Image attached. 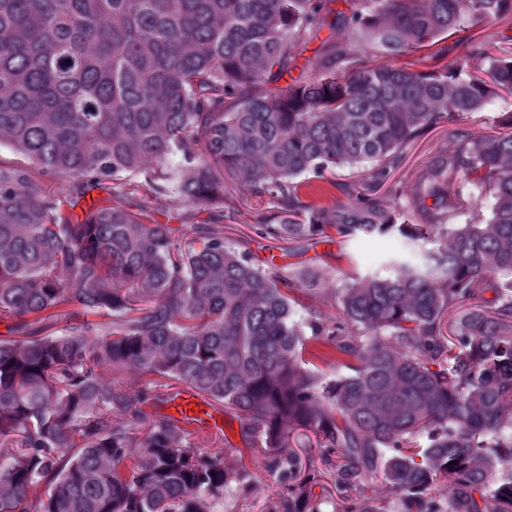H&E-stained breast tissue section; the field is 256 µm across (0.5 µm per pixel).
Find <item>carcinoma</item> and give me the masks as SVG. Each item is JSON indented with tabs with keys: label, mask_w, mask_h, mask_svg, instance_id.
Here are the masks:
<instances>
[{
	"label": "carcinoma",
	"mask_w": 512,
	"mask_h": 512,
	"mask_svg": "<svg viewBox=\"0 0 512 512\" xmlns=\"http://www.w3.org/2000/svg\"><path fill=\"white\" fill-rule=\"evenodd\" d=\"M335 2L0 0V145L27 160L0 163V320L20 334L0 340V512H224L251 474L226 464L223 436L197 448L142 410L179 384L240 416L288 484L267 512H512V113L496 135L457 128L417 173L419 224L351 191L384 185L429 128L512 94V47L467 34L512 0ZM325 26L347 43L324 41L287 80ZM450 38L463 54L448 62ZM343 169L352 183L332 180ZM35 171L79 195L135 178L138 211L78 220ZM315 180L349 200H314ZM231 181L257 212L277 209L265 235L395 232L408 251L335 289L261 268L214 227L177 237L150 215L167 193L233 221ZM304 282L341 315L295 320ZM297 429L326 450L342 504L314 495L311 468L295 481ZM373 477L393 499L365 494Z\"/></svg>",
	"instance_id": "1"
}]
</instances>
